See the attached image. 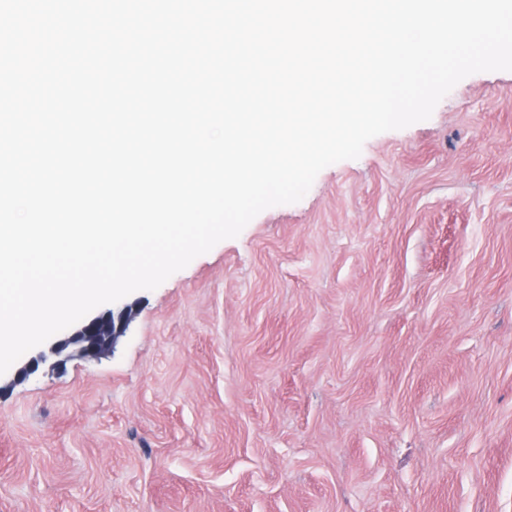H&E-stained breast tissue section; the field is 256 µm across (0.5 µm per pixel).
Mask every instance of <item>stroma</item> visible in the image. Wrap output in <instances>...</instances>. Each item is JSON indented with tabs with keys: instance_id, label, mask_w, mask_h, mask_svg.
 <instances>
[{
	"instance_id": "35a3bbf8",
	"label": "stroma",
	"mask_w": 512,
	"mask_h": 512,
	"mask_svg": "<svg viewBox=\"0 0 512 512\" xmlns=\"http://www.w3.org/2000/svg\"><path fill=\"white\" fill-rule=\"evenodd\" d=\"M0 375V512H512V71ZM126 326V313L116 318L113 313L96 317L83 325L73 336L60 341L53 352L60 354L68 347L74 346L76 355L85 359L97 358L124 334Z\"/></svg>"
}]
</instances>
